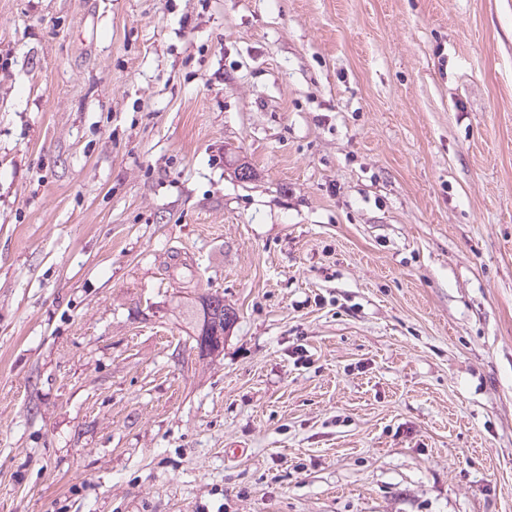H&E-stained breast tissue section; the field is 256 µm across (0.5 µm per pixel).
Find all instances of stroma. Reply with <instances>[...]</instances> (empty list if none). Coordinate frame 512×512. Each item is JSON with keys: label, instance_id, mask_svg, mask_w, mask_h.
<instances>
[{"label": "stroma", "instance_id": "35a3bbf8", "mask_svg": "<svg viewBox=\"0 0 512 512\" xmlns=\"http://www.w3.org/2000/svg\"><path fill=\"white\" fill-rule=\"evenodd\" d=\"M0 512H512V0H0ZM193 297H186L184 303L185 313L194 335L192 339L198 348V336L202 330H207L208 336H217L216 345L212 351H207L211 355L220 353L224 349V333L231 329L237 320V314L232 308L224 305V298L217 294L193 293Z\"/></svg>", "mask_w": 512, "mask_h": 512}]
</instances>
